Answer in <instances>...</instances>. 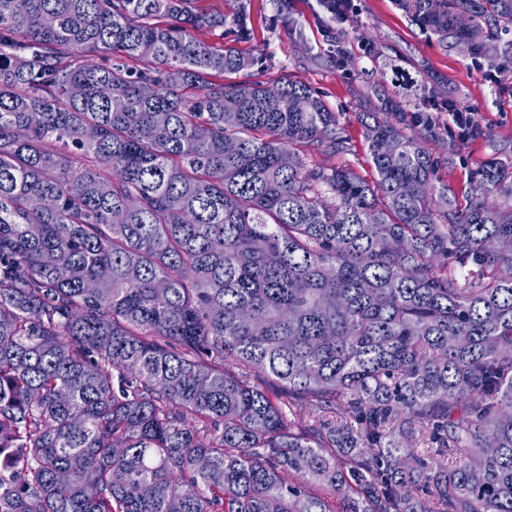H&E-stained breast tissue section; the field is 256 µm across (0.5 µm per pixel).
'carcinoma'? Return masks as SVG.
Here are the masks:
<instances>
[{"instance_id":"cac0c4a2","label":"carcinoma","mask_w":512,"mask_h":512,"mask_svg":"<svg viewBox=\"0 0 512 512\" xmlns=\"http://www.w3.org/2000/svg\"><path fill=\"white\" fill-rule=\"evenodd\" d=\"M248 21L0 0V512H512V161L461 205L384 99L321 167L323 99L194 35Z\"/></svg>"}]
</instances>
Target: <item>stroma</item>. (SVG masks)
I'll return each mask as SVG.
<instances>
[{"label": "stroma", "instance_id": "stroma-1", "mask_svg": "<svg viewBox=\"0 0 512 512\" xmlns=\"http://www.w3.org/2000/svg\"><path fill=\"white\" fill-rule=\"evenodd\" d=\"M201 11L234 13L246 7L249 32L225 24L223 32L197 30L198 38L255 58L254 79L300 80L336 112L348 138L343 153L322 154L328 168H350L373 175L358 114L371 87L398 92L409 113L429 112L431 126L420 132L432 153L446 159L439 180L457 194L471 188V177L487 159L512 161V33L502 36L496 60L482 52L459 50L416 25L395 0H356V13L345 22L329 17L319 0H194ZM406 72L412 84L395 89L381 75L385 63ZM477 113L479 137L454 136L451 109Z\"/></svg>", "mask_w": 512, "mask_h": 512}]
</instances>
